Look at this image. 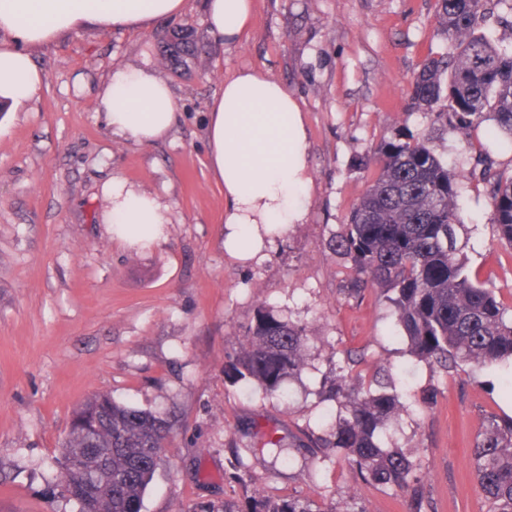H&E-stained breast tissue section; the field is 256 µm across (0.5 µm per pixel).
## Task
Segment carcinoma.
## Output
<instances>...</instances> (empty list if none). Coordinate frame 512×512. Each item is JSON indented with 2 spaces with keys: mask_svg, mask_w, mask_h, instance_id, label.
<instances>
[{
  "mask_svg": "<svg viewBox=\"0 0 512 512\" xmlns=\"http://www.w3.org/2000/svg\"><path fill=\"white\" fill-rule=\"evenodd\" d=\"M497 10L512 29V19L505 18L512 0H436V23L448 52H428L414 74L410 100L437 130L456 135L476 154L468 177L486 186L497 240L512 247V171L495 167L486 145L475 144L474 137L491 122L512 148V49L478 31ZM357 165L372 177L332 239L336 254L349 263L341 292L353 299L375 292L396 318L397 338L432 370L512 368V303L471 277L458 246L466 230L463 175L435 153L429 137L405 128L359 155ZM310 339L306 327L258 309L232 361L236 378L279 396L283 381L306 368L303 345ZM360 362L348 357L335 368L329 389L320 392L337 403L322 432L285 437L274 428L254 436L263 448L337 453L355 483L401 492L406 512H432L427 474L390 434L411 414V393L380 366L364 377ZM167 435L162 418L108 393L83 401L60 444L59 497L74 502L77 490L87 486L90 496L79 512H142ZM471 458L487 512H512V421L487 417ZM248 501L247 512H368L352 495L329 509L301 496L254 494Z\"/></svg>",
  "mask_w": 512,
  "mask_h": 512,
  "instance_id": "cac0c4a2",
  "label": "carcinoma"
}]
</instances>
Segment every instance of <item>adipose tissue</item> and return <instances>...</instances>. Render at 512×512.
<instances>
[{"label": "adipose tissue", "mask_w": 512, "mask_h": 512, "mask_svg": "<svg viewBox=\"0 0 512 512\" xmlns=\"http://www.w3.org/2000/svg\"><path fill=\"white\" fill-rule=\"evenodd\" d=\"M185 0H0V112L22 110L44 78L29 50L81 28L146 31L183 12ZM213 34L238 44L252 23V0H205ZM107 127L151 144L177 120L169 85L146 66H117L97 99ZM209 165L224 190V248L258 258L288 225L308 221L314 180L302 107L280 81L243 69L225 78L208 112ZM107 222L119 244L144 248L164 236L168 207L121 179L107 181Z\"/></svg>", "instance_id": "obj_1"}]
</instances>
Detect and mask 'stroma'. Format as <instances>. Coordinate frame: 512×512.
I'll return each instance as SVG.
<instances>
[{"label":"stroma","instance_id":"stroma-1","mask_svg":"<svg viewBox=\"0 0 512 512\" xmlns=\"http://www.w3.org/2000/svg\"><path fill=\"white\" fill-rule=\"evenodd\" d=\"M242 41L210 31L203 0L146 32L77 30L30 54L44 82L25 111L0 113V512H78L54 489V459L76 407L102 392L167 419L163 465L142 512H222L248 493L327 504L350 487L370 512H405L400 492L353 485L336 456L251 445L252 422L295 433L335 409L315 395L348 354L400 373L417 399L394 440L429 474L435 512H486L468 444L488 415L512 417L499 375L478 381L430 371L396 339L375 293L342 295L346 262L330 247L369 176L356 155L401 127L427 132L410 107L413 74L437 31L435 0H254ZM189 52L171 56V38ZM147 66L170 86L179 118L163 141L112 134L97 113L113 66ZM255 68L299 99L309 127L314 189L307 223L289 225L262 258L224 250V192L207 162L205 115L225 77ZM123 179L169 207L165 238L115 243L105 182ZM460 203L469 267L512 299V248L498 243L482 187ZM305 326L308 368L290 401L237 381L231 358L259 308ZM436 393L437 404L422 399ZM238 448L246 483L229 477Z\"/></svg>","mask_w":512,"mask_h":512}]
</instances>
